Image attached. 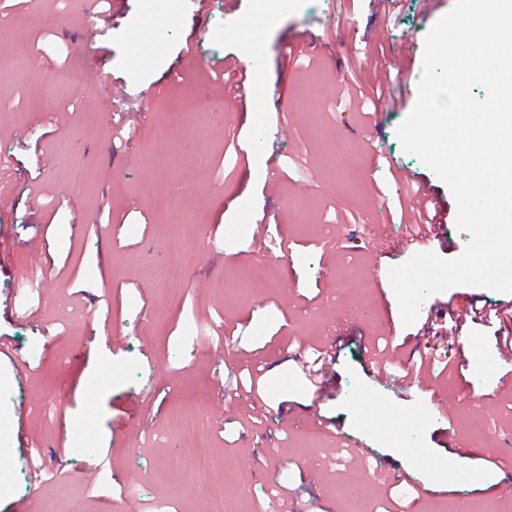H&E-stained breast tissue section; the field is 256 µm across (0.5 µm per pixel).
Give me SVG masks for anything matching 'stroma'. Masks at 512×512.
<instances>
[{
	"label": "stroma",
	"mask_w": 512,
	"mask_h": 512,
	"mask_svg": "<svg viewBox=\"0 0 512 512\" xmlns=\"http://www.w3.org/2000/svg\"><path fill=\"white\" fill-rule=\"evenodd\" d=\"M455 4L401 0L387 20L377 0L351 11L297 0L269 25L254 0H183L161 36L145 0H112L93 26L88 0H0V336L16 353L0 356V439L14 438L0 512H198L210 485L226 512H281L283 489L309 512H384L390 498L407 512L463 500L512 512V392L500 382L512 357L481 325L450 346L403 324L388 272L413 255L396 217L404 187L372 161L431 184L448 215L429 249L459 257L470 235L450 190L397 136L425 35ZM407 51L416 60L393 83L405 107H381L366 128L343 77ZM229 54L254 73L251 95L226 98L212 80ZM274 165L278 181L262 179ZM78 166L94 178L77 187ZM266 213L277 221L254 239L248 227ZM20 289L37 318L17 315ZM473 300L512 295L455 286L420 311ZM381 337L403 345L391 365L424 356L433 372L376 380L366 348ZM320 344L335 364L317 399L296 358ZM256 348L268 409L255 426L225 382ZM441 395L454 422L438 415ZM188 405L208 418L193 434L177 418ZM322 416L330 426L314 427ZM458 440L478 455L456 463ZM198 445L236 456L239 473L200 481L179 462ZM38 469L63 483L35 482ZM419 471L442 481L419 492L395 481Z\"/></svg>",
	"instance_id": "stroma-1"
}]
</instances>
